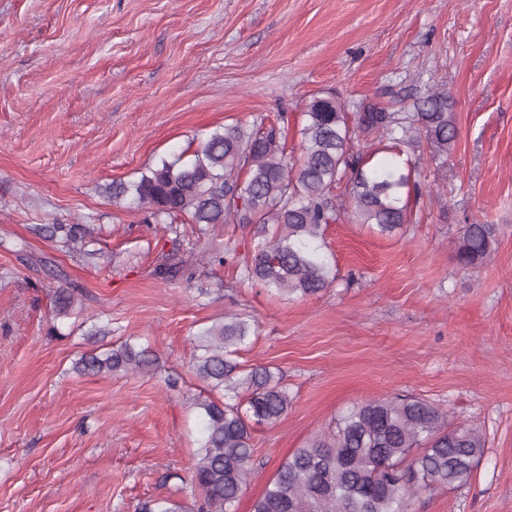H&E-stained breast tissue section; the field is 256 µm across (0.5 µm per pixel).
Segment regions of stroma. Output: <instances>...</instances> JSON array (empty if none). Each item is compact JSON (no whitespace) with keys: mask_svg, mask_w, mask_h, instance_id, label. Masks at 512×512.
<instances>
[{"mask_svg":"<svg viewBox=\"0 0 512 512\" xmlns=\"http://www.w3.org/2000/svg\"><path fill=\"white\" fill-rule=\"evenodd\" d=\"M437 87L457 137L441 155L401 145L420 185L410 224L391 237L329 225L338 279L314 296L239 282L251 228L191 246L103 193L227 124L286 113L297 158L314 97L396 110ZM476 221L498 241L464 272L454 256ZM45 224L93 225L96 257L62 250ZM161 263L179 270L157 277ZM59 289L77 298L70 315ZM234 314L259 323L238 362L279 369L292 398L254 426L235 512L343 410L398 394L485 439L468 484L419 493L409 512H512V0H0V512L190 502L194 339ZM125 340L158 367L74 371Z\"/></svg>","mask_w":512,"mask_h":512,"instance_id":"35a3bbf8","label":"stroma"}]
</instances>
